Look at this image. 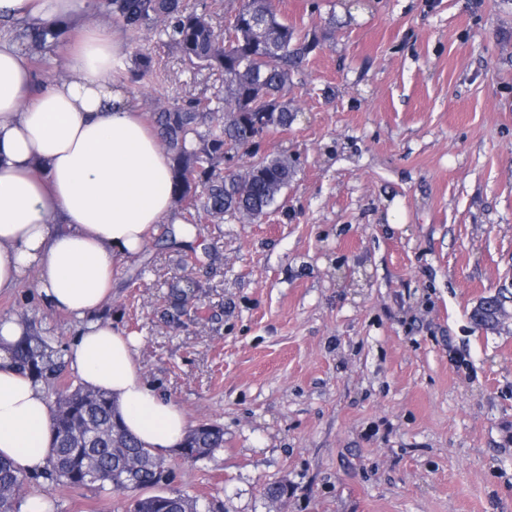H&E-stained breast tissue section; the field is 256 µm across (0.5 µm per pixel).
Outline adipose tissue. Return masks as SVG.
Segmentation results:
<instances>
[{"label": "adipose tissue", "mask_w": 512, "mask_h": 512, "mask_svg": "<svg viewBox=\"0 0 512 512\" xmlns=\"http://www.w3.org/2000/svg\"><path fill=\"white\" fill-rule=\"evenodd\" d=\"M94 10L95 0H0L2 20L64 21L77 34L58 47L64 77L49 82L0 34V295L31 283L48 308L78 320L73 369L164 455L183 441L187 417L146 384L137 340L99 313L113 267L141 251L153 225L174 221L171 169L152 124L111 81L122 46ZM23 333L18 317L0 316V455L39 474L51 453L49 401L6 351Z\"/></svg>", "instance_id": "adipose-tissue-1"}]
</instances>
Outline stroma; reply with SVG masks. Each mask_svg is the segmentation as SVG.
Returning a JSON list of instances; mask_svg holds the SVG:
<instances>
[{
    "label": "stroma",
    "instance_id": "stroma-1",
    "mask_svg": "<svg viewBox=\"0 0 512 512\" xmlns=\"http://www.w3.org/2000/svg\"><path fill=\"white\" fill-rule=\"evenodd\" d=\"M318 45L293 76L297 119L266 138L297 173L261 222L148 233L105 314L137 336L148 384L190 426L224 430L173 485L225 512H512V322L475 324L512 287V0H276ZM136 109L220 84L158 34L117 31ZM197 288L178 320L172 284ZM62 343L76 323L36 289L0 296ZM52 512L126 498L31 483ZM155 59L151 52L138 53L134 66L127 68L123 73L131 83H136L154 73Z\"/></svg>",
    "mask_w": 512,
    "mask_h": 512
}]
</instances>
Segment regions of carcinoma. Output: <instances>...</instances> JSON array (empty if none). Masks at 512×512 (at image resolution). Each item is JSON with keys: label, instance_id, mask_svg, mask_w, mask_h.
Segmentation results:
<instances>
[{"label": "carcinoma", "instance_id": "carcinoma-1", "mask_svg": "<svg viewBox=\"0 0 512 512\" xmlns=\"http://www.w3.org/2000/svg\"><path fill=\"white\" fill-rule=\"evenodd\" d=\"M124 31L155 30L165 44L199 70L224 76V90L167 102L151 113L172 169V198L184 227L207 220L222 224L227 216L259 220L274 209L295 175L286 153L260 154L262 135L292 126L296 113L288 102L292 75L313 48L308 35L279 17L273 0H239L225 32H216L206 9H190L183 0H99ZM65 23L53 27L25 24L10 32L38 66L43 54L63 41ZM151 52L138 53L124 72L131 83L154 73ZM253 159L245 175L224 167L236 156ZM195 285L171 287L163 317L177 320L192 298ZM29 331L10 345L14 365L51 389L52 448L41 477L50 485L93 486L101 492L128 496L126 512H200L196 497L161 488L168 471L165 457L127 432L112 398L81 383L59 385L64 363L52 338L21 314ZM224 447V430L203 423L188 431L181 456L198 461ZM32 476L0 457V512H20ZM153 493H147V490Z\"/></svg>", "mask_w": 512, "mask_h": 512}]
</instances>
